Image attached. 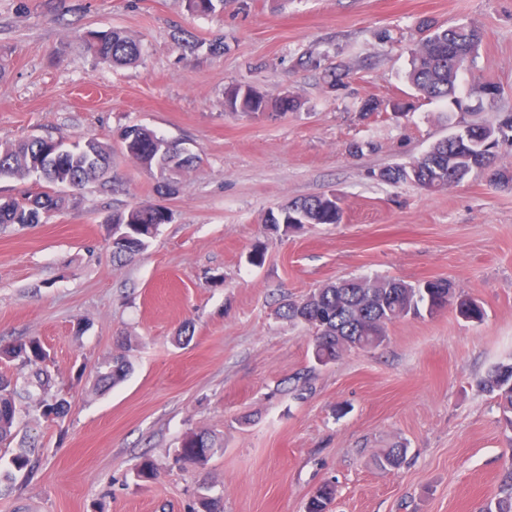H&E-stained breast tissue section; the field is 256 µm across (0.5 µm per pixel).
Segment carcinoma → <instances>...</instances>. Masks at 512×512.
<instances>
[{"label":"carcinoma","mask_w":512,"mask_h":512,"mask_svg":"<svg viewBox=\"0 0 512 512\" xmlns=\"http://www.w3.org/2000/svg\"><path fill=\"white\" fill-rule=\"evenodd\" d=\"M189 12L209 16L224 7V0H186ZM85 50L95 60L112 65H127L138 61L142 54L139 43L121 30L96 31L84 40ZM482 43V30L472 22H461L451 27H434L429 30L420 47L411 52L407 81L423 98L438 101L464 112L465 100L462 78L477 55ZM229 112L254 115L273 110L293 112L298 101L281 98L270 101L251 84L227 87ZM509 123L510 131L504 133L502 142L489 149L478 161L475 174H488L490 179L507 182L512 176L496 168L497 160L512 151V113L496 120L501 125ZM123 131L132 136V142L122 148L123 153L140 166L146 158L153 157L160 175L161 188L174 195L178 186L167 177L172 171L169 154L179 143L157 135L143 125H131ZM47 140L29 138L14 143L0 144V178L24 180L31 168L43 162V181L49 190L36 193L23 192L16 196L0 197V225L41 224L50 214L65 207L68 202L65 190L76 191L104 176L112 168V147L95 138L75 144L64 158L47 161ZM463 139L449 135L433 143L428 151L412 163V168L398 165L387 168L383 180L391 183H412L424 190H435L464 179L458 175L462 161ZM122 224L112 230V260L117 264L131 261L145 251L150 240L162 224L172 221L173 214L161 207L135 205L116 213ZM299 216L308 224H338L342 220L340 205L331 206L325 196L298 198L271 211L265 219L269 230L277 233L288 231V217ZM453 305L460 315L480 321L483 309L473 300L456 293L453 283L444 278L411 284L395 278H356L325 285L303 299L289 300L279 308V316L290 323L303 324L316 331L313 357L320 365H327L352 349H371L380 346L386 338V326L394 319L419 315L421 310L434 315ZM49 359L41 339L32 336L24 341L0 348V362H17L31 368V379L20 383L6 372H0V467L5 479L14 482L16 475L32 474L37 467L36 445L13 451L11 443L18 435L19 419L27 411L22 405L30 396L29 387L37 386L42 397L34 408L46 419L65 416L69 401L60 393H51L52 374L46 361ZM132 371L131 361L116 357L98 372V385L104 389L123 382ZM479 386L492 394L502 411L505 428L512 430V362L495 366ZM217 451V444L206 433L191 432L181 446L175 449L177 464L205 466ZM336 498L332 484L319 487L308 499L305 512H329ZM221 497L210 490L197 496L193 512H221ZM486 512H512V482L502 490V495L492 500Z\"/></svg>","instance_id":"1"}]
</instances>
